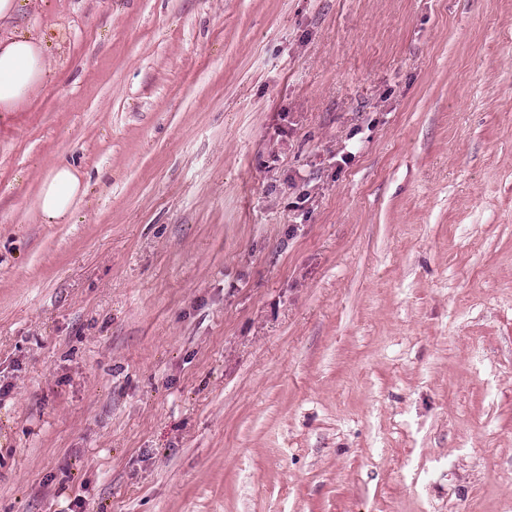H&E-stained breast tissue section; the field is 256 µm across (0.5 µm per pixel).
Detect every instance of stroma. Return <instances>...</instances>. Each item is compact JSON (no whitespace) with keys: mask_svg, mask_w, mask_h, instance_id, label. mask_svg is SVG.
<instances>
[{"mask_svg":"<svg viewBox=\"0 0 512 512\" xmlns=\"http://www.w3.org/2000/svg\"><path fill=\"white\" fill-rule=\"evenodd\" d=\"M15 26L51 73L0 114V512H512V0ZM84 193L79 177L67 165H56L40 185L37 205L44 224H57L71 210L76 198Z\"/></svg>","mask_w":512,"mask_h":512,"instance_id":"1","label":"stroma"}]
</instances>
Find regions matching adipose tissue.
Here are the masks:
<instances>
[{"instance_id": "1", "label": "adipose tissue", "mask_w": 512, "mask_h": 512, "mask_svg": "<svg viewBox=\"0 0 512 512\" xmlns=\"http://www.w3.org/2000/svg\"><path fill=\"white\" fill-rule=\"evenodd\" d=\"M19 0H0V112L16 111L44 87L48 62L40 38L18 34L11 22ZM83 187L67 165L53 167L40 185L37 205L43 223L54 224L71 210Z\"/></svg>"}]
</instances>
